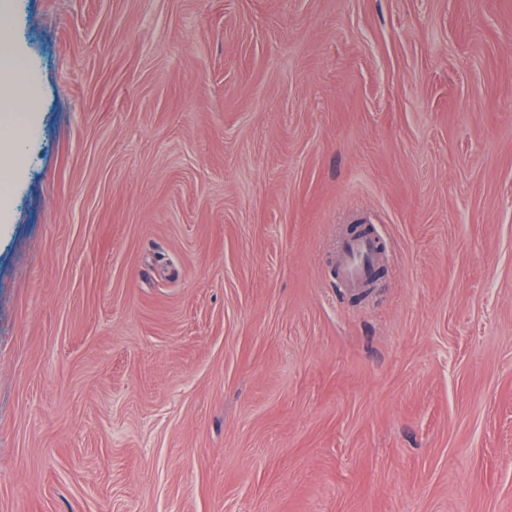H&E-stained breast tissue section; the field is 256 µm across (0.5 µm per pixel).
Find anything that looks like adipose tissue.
Returning <instances> with one entry per match:
<instances>
[{
  "mask_svg": "<svg viewBox=\"0 0 512 512\" xmlns=\"http://www.w3.org/2000/svg\"><path fill=\"white\" fill-rule=\"evenodd\" d=\"M11 22V0H0V182L4 183L16 181L20 148L36 123L35 113L20 101L21 88H33L34 83L13 44Z\"/></svg>",
  "mask_w": 512,
  "mask_h": 512,
  "instance_id": "obj_1",
  "label": "adipose tissue"
}]
</instances>
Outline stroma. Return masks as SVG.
Returning a JSON list of instances; mask_svg holds the SVG:
<instances>
[{
  "instance_id": "35a3bbf8",
  "label": "stroma",
  "mask_w": 512,
  "mask_h": 512,
  "mask_svg": "<svg viewBox=\"0 0 512 512\" xmlns=\"http://www.w3.org/2000/svg\"><path fill=\"white\" fill-rule=\"evenodd\" d=\"M13 2L0 512H512V0ZM12 2H0V182L13 183L20 172L19 151L36 123L20 101V83L33 94L29 69L16 50L12 35ZM380 244L379 235L374 232L347 237L340 242L342 262L338 277L349 291L363 288L384 260Z\"/></svg>"
}]
</instances>
